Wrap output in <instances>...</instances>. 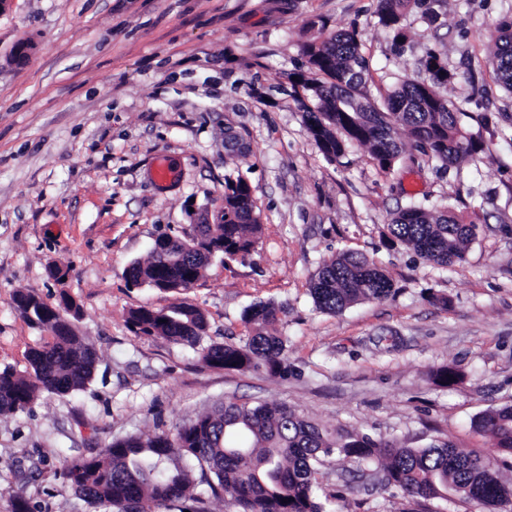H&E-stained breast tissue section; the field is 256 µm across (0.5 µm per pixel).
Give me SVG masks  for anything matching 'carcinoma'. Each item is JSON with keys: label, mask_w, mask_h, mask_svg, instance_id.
<instances>
[{"label": "carcinoma", "mask_w": 512, "mask_h": 512, "mask_svg": "<svg viewBox=\"0 0 512 512\" xmlns=\"http://www.w3.org/2000/svg\"><path fill=\"white\" fill-rule=\"evenodd\" d=\"M421 10L431 23L427 0H378L377 25L393 35L399 51L409 37L407 19ZM488 66L495 79L512 92V13L501 16L491 34ZM363 33L356 28L331 31L307 43V70L290 79L293 97L304 112L307 129L322 155L332 161L353 145L367 148L379 170L389 173L404 157L420 154L447 170L480 153L483 141L460 123L461 109L442 92L451 84L439 54L421 61L431 72L419 83L409 77L373 95L369 64L361 54ZM409 134L405 142L398 130ZM224 150L244 156L247 146L232 132ZM480 217L469 219L448 210L420 205L398 210L388 224L392 238L440 267L463 261ZM261 230L252 186L242 173L224 175V223L194 227L185 243L182 262L170 260L164 244L152 247L147 265L132 264L129 287L147 286L162 292L186 288L208 266L206 254L229 260L249 256ZM393 290L388 276L363 253L347 252L324 262L310 280V294L320 310L340 314L351 306L387 298ZM26 294H15V309L31 326L52 334L53 341L30 349L28 368L0 370V414L29 408L42 392L66 395L84 389L93 379L96 351L75 335L72 320L80 315L75 300L62 294L57 304L29 308ZM278 309L259 303L244 314L252 325L243 343L201 345L208 332L203 313L182 302L168 310L139 307L129 312L135 332L161 336L177 344L201 348L210 367L232 371L263 369L288 374L286 340L271 332ZM475 432L492 439L482 452L463 453L450 441L427 448H409L340 430L329 432L308 421L285 403L250 404L228 400L217 410L143 438L130 435L112 442L99 457L68 463L65 478L87 503L123 512L124 503L148 498L171 507L186 498L194 481L222 496L239 512H326L315 489L317 466L332 455L383 466L384 488L395 487L417 503L453 491L482 512H512V482L500 475V464L512 458V405L481 416Z\"/></svg>", "instance_id": "carcinoma-1"}]
</instances>
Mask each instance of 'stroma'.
<instances>
[{"label": "stroma", "instance_id": "1", "mask_svg": "<svg viewBox=\"0 0 512 512\" xmlns=\"http://www.w3.org/2000/svg\"><path fill=\"white\" fill-rule=\"evenodd\" d=\"M377 0H8L0 8V368L25 371L48 341L14 309L18 292L82 314L75 333L98 365L84 390L42 394L0 415V512L24 491L36 512H99L63 475L128 435L173 430L229 399L288 404L320 428L412 448L492 444L473 422L512 405V94L486 64L496 21L512 0H434L436 25L409 17L396 53L376 25ZM356 28L376 86L413 76L428 52L456 78L446 89L465 128L491 148L449 171L401 160L381 172L351 148L324 158L291 95L303 46L322 30ZM28 44L25 63L16 49ZM234 130L250 146L225 153ZM174 176L160 177L158 157ZM249 180L262 232L246 260L213 261L190 288H131L155 238L191 232L220 201L225 173ZM481 221L462 264H429L391 241L393 214L410 204ZM359 252L395 292L334 315L309 281L323 261ZM59 269L52 277L51 269ZM447 305H439V297ZM280 309L287 376L205 366L196 349L139 336L130 310L197 306L208 342H240L243 312ZM459 379L440 387L432 369ZM382 471L328 458L316 478L328 512H402Z\"/></svg>", "mask_w": 512, "mask_h": 512}]
</instances>
